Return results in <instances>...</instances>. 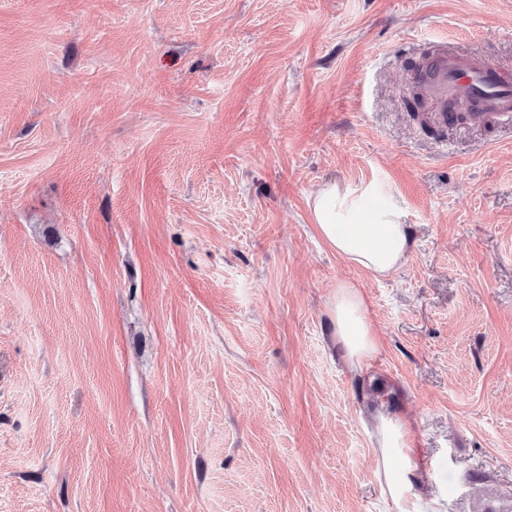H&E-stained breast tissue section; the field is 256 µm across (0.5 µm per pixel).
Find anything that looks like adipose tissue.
<instances>
[{"instance_id":"adipose-tissue-1","label":"adipose tissue","mask_w":512,"mask_h":512,"mask_svg":"<svg viewBox=\"0 0 512 512\" xmlns=\"http://www.w3.org/2000/svg\"><path fill=\"white\" fill-rule=\"evenodd\" d=\"M308 208L316 236L329 249L377 277L400 269L410 243L403 212L392 204H376L372 187L325 184L310 195ZM336 340L353 367L375 352L377 342L366 301L349 283L336 289L332 307ZM376 439L377 481L394 512H443L441 502L427 492L406 422L390 411L371 413Z\"/></svg>"}]
</instances>
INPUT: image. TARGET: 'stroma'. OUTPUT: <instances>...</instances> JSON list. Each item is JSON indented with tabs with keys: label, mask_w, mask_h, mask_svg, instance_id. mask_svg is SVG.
<instances>
[{
	"label": "stroma",
	"mask_w": 512,
	"mask_h": 512,
	"mask_svg": "<svg viewBox=\"0 0 512 512\" xmlns=\"http://www.w3.org/2000/svg\"><path fill=\"white\" fill-rule=\"evenodd\" d=\"M441 40L512 62V0H0V512H392L384 404L445 512H512V127L414 116ZM330 180L397 272L315 235ZM307 204L316 236L353 265L376 277L390 276L403 266L409 224L394 205L376 204L371 186L325 184ZM331 313L336 342L344 347L352 366L359 369L375 352L377 342L366 301L358 288L340 284Z\"/></svg>",
	"instance_id": "35a3bbf8"
}]
</instances>
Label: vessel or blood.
<instances>
[{"mask_svg": "<svg viewBox=\"0 0 512 512\" xmlns=\"http://www.w3.org/2000/svg\"><path fill=\"white\" fill-rule=\"evenodd\" d=\"M409 78L427 88L438 123L512 122V68L489 58L442 50L423 59Z\"/></svg>", "mask_w": 512, "mask_h": 512, "instance_id": "obj_1", "label": "vessel or blood"}]
</instances>
